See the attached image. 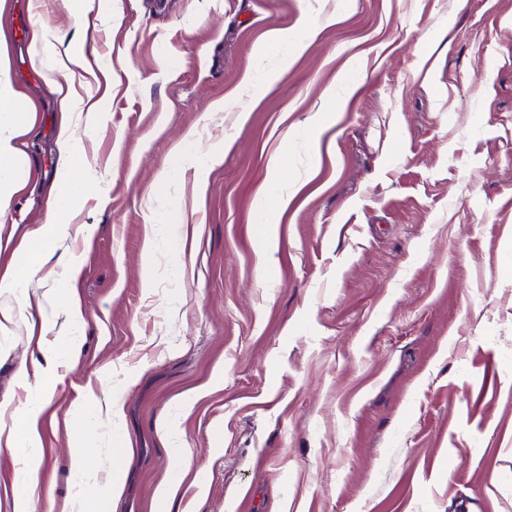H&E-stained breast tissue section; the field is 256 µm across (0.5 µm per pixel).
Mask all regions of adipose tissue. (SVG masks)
Instances as JSON below:
<instances>
[{"label":"adipose tissue","instance_id":"ef3b65f1","mask_svg":"<svg viewBox=\"0 0 512 512\" xmlns=\"http://www.w3.org/2000/svg\"><path fill=\"white\" fill-rule=\"evenodd\" d=\"M314 37L311 25L304 24L288 31H270L260 50L261 56H274L281 63H288L291 56L307 50ZM62 110L58 136L59 177L49 201V215L45 224L23 235V246L13 255L12 270L0 277V294L15 295L27 287L36 271L53 258L56 250L70 234L71 225L67 220L76 201L83 195L90 180L86 166L80 162L82 133L72 121L74 111L86 113L88 119L99 115L96 104L76 97L72 90L62 94ZM33 104H20L11 84L9 66L0 59V217L8 211L11 200L26 185L29 159L25 137L32 126ZM63 272L59 276L57 292L64 297L69 286L76 281L80 265L75 258L63 260ZM68 330L58 345L59 351L75 360L79 357L75 343L80 334L81 314L71 302L63 304ZM98 412L97 407L82 410L73 423V434L68 448L75 465L78 484L77 506L74 512H112V502L122 492V485L115 479L100 481L97 474L89 469V457L96 443V433L91 426ZM37 414L30 408L17 416L5 436L9 448L26 449L25 466L17 481L14 498V512H28L34 492V476L40 459L35 453L37 441L29 425Z\"/></svg>","mask_w":512,"mask_h":512}]
</instances>
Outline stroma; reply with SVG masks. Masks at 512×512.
<instances>
[{
	"label": "stroma",
	"instance_id": "35a3bbf8",
	"mask_svg": "<svg viewBox=\"0 0 512 512\" xmlns=\"http://www.w3.org/2000/svg\"><path fill=\"white\" fill-rule=\"evenodd\" d=\"M306 20L308 50L245 85L267 33ZM0 55L35 105L0 273L46 220L66 56L101 110L70 217L92 231L64 243L77 365L31 368L66 330L52 283L0 296V427L42 406L33 512H71L72 414L112 394L94 454L123 485L115 512H512V0H112L82 19L6 0ZM196 148L218 162L174 173ZM283 151L289 203L262 253ZM162 222L179 229L146 252ZM328 98V103L320 111L316 112L303 128V132L312 140H317L327 129L333 118L332 114L334 113L332 112H336V107L341 103L336 98V90L331 91Z\"/></svg>",
	"mask_w": 512,
	"mask_h": 512
}]
</instances>
